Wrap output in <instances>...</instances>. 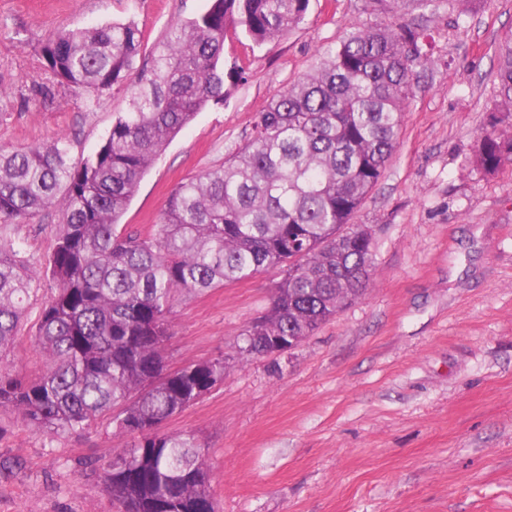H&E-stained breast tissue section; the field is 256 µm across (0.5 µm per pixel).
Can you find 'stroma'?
Instances as JSON below:
<instances>
[{
  "label": "stroma",
  "mask_w": 512,
  "mask_h": 512,
  "mask_svg": "<svg viewBox=\"0 0 512 512\" xmlns=\"http://www.w3.org/2000/svg\"><path fill=\"white\" fill-rule=\"evenodd\" d=\"M208 0H0V146L71 138L72 156L93 154L124 111L125 93L99 102L45 81L39 40L58 29L134 20L145 51L167 26ZM365 0H311L304 24L256 48L226 40L243 68L170 143L141 180L121 225L158 223L171 191L218 167L249 137L269 100L312 67L319 47L350 23L373 24ZM436 73L404 112L386 172L355 214L372 235L373 281L291 351L244 358L243 334L265 313L282 277H254L179 297L165 344L170 369L214 358L224 382L170 419L167 433L194 434L208 461L217 512H512V161L488 173L473 156L496 95L501 38L512 0H476L428 23ZM49 212L1 224L43 272L59 230ZM40 287L8 353L33 376L42 361L30 338ZM131 438L108 422L60 436L0 409V512H116L98 468Z\"/></svg>",
  "instance_id": "stroma-1"
}]
</instances>
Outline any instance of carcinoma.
Listing matches in <instances>:
<instances>
[{
	"instance_id": "1",
	"label": "carcinoma",
	"mask_w": 512,
	"mask_h": 512,
	"mask_svg": "<svg viewBox=\"0 0 512 512\" xmlns=\"http://www.w3.org/2000/svg\"><path fill=\"white\" fill-rule=\"evenodd\" d=\"M388 20L351 24L315 64L256 113L249 139L219 168L170 193L160 222L123 233L119 219L171 141L210 102L239 33L261 47L305 21L310 0H209L168 25L141 60L128 20L60 32L39 54L52 84L76 97L123 90L99 149L70 162L71 140L0 148V221L29 224L45 212L62 224L46 266L50 295L31 336L43 369L24 377L3 365L18 338L36 275L21 249L0 240V408L48 434L109 416L137 441L99 476L120 512H215L205 453L193 434L161 430L224 381V358L173 372L165 365L169 317L182 292H204L284 268L270 307L239 348L260 357L270 336L302 339L359 298L372 281L369 232L349 227L395 152L407 104L434 61L415 19L459 0H367ZM498 112L512 117V32L499 46ZM479 136L474 162L490 172L512 160V135Z\"/></svg>"
}]
</instances>
